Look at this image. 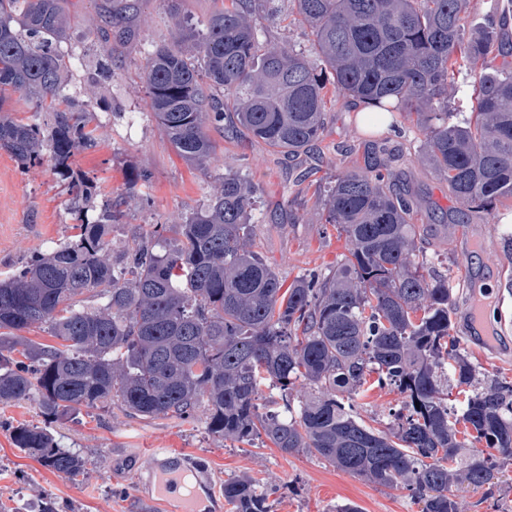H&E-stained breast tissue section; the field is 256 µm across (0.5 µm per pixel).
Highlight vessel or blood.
Listing matches in <instances>:
<instances>
[{"instance_id": "vessel-or-blood-1", "label": "vessel or blood", "mask_w": 512, "mask_h": 512, "mask_svg": "<svg viewBox=\"0 0 512 512\" xmlns=\"http://www.w3.org/2000/svg\"><path fill=\"white\" fill-rule=\"evenodd\" d=\"M182 453L157 449L146 467L157 498L175 504L176 512H219V503H205L202 494L208 484L201 474L185 472Z\"/></svg>"}]
</instances>
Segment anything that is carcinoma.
<instances>
[{"instance_id":"carcinoma-1","label":"carcinoma","mask_w":512,"mask_h":512,"mask_svg":"<svg viewBox=\"0 0 512 512\" xmlns=\"http://www.w3.org/2000/svg\"><path fill=\"white\" fill-rule=\"evenodd\" d=\"M166 2L170 42L148 53L143 85L158 127L191 168L208 173L215 146L207 127L228 112L295 157L321 138L332 98L349 95L416 117L419 155L464 206L491 212L512 201V63H496L508 48L494 19L466 24L468 0H288L308 28V49L271 41L267 0H220L201 28L181 16L179 0ZM137 10L121 0L100 16L98 33L115 39L112 50L130 32L112 34L113 20ZM70 31L60 0H0V92H23L50 117L23 123L0 100V148L24 168L47 151L67 175L75 153L99 142L91 104L65 93ZM477 69L470 116L459 119L451 100ZM88 188L85 178L69 182L74 213ZM256 193L230 168L200 209L161 226L175 238L138 240L116 257L104 236L124 214L109 203L95 223L73 225L75 234L1 279L0 342L45 325L57 344L25 342L20 360L0 347V403L33 398L53 419L114 406L143 419H185L202 408L222 440L264 436L285 454L318 455L405 488L421 512H464L465 501L448 493L454 483L501 488L512 464V383L475 380L452 336L457 299L448 278L429 271L414 204L387 188L382 164L315 188L348 255L336 272L307 269L286 289L256 243ZM89 291L104 300L93 310L78 307ZM448 363L467 386L459 408L448 404ZM300 380L309 391L295 401ZM266 382L282 395L263 410ZM367 385L405 395L385 429L357 412ZM460 422L490 451H466ZM12 440L53 472L84 467L45 427L20 424ZM268 496L249 476L224 481L235 512H270Z\"/></svg>"}]
</instances>
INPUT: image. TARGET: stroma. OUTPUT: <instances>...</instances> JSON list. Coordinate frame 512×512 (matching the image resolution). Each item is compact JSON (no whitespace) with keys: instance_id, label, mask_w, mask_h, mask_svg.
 I'll return each mask as SVG.
<instances>
[{"instance_id":"stroma-1","label":"stroma","mask_w":512,"mask_h":512,"mask_svg":"<svg viewBox=\"0 0 512 512\" xmlns=\"http://www.w3.org/2000/svg\"><path fill=\"white\" fill-rule=\"evenodd\" d=\"M104 4L66 0L72 20L66 82L70 96L91 100L93 119L100 126L98 146L73 158L75 173L93 180L84 218L95 220L103 204L123 199L124 221L106 235L117 252L153 225L171 223L200 207L206 181L160 131L139 77L147 51L169 37L171 17L164 0H139L133 34L117 52L93 29ZM393 120L390 132L365 133L349 97H337L320 141L298 158L276 152L232 124L212 126L207 130L216 146L211 169L216 175L229 168L249 173L259 189L257 241L288 284L307 269L329 273L346 252L335 230L324 228L309 184L363 169L370 148L384 143L393 188L409 194L420 211L428 263L447 277L458 298L454 333L463 354L481 381H512V253L504 246L505 234L512 233V202L489 213L468 212L421 162L422 134L415 123L399 113ZM140 171L150 173L149 182L137 181ZM67 188L50 160L24 169L0 150V279L32 253L72 235L75 216ZM487 283L492 286L488 318L497 330L491 345L474 337L470 318L471 291ZM21 423L49 429L61 447L83 459L82 472L70 476L50 471L15 448L11 432ZM155 448L185 453L190 466L204 472L219 495L225 479L235 475L274 486L270 512H335L337 505L349 502L361 512L421 509L407 490L369 482L319 456L285 454L268 442L220 440L209 433L201 414L191 421L150 420L117 409H94L76 420H52L35 400L26 399L0 404V512H17L27 503L53 512H168L151 492L137 493L132 480Z\"/></svg>"}]
</instances>
